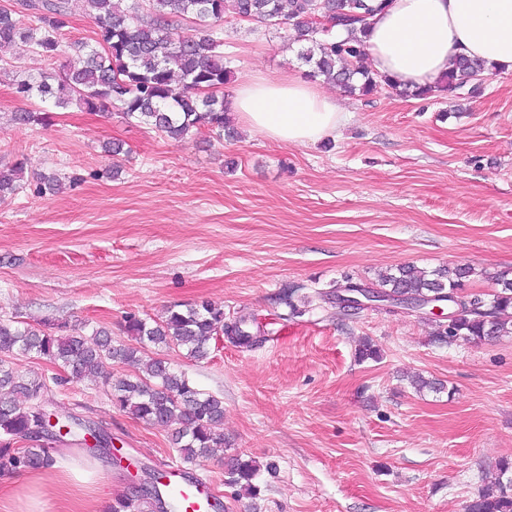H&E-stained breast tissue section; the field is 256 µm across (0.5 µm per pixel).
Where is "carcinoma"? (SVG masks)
Instances as JSON below:
<instances>
[{
  "mask_svg": "<svg viewBox=\"0 0 512 512\" xmlns=\"http://www.w3.org/2000/svg\"><path fill=\"white\" fill-rule=\"evenodd\" d=\"M125 0H31L28 22L21 23L0 9V45L17 42L36 49L47 58L61 51L60 35L79 8L90 19L100 37V48L74 43L66 68L36 75L15 72L13 88L23 99L37 97L66 108L72 104L88 112H104L113 106L126 118L141 123L176 141H185L202 129L218 137H234L224 99L211 90L224 86L229 70L225 65L224 42L217 25L226 18L247 16L268 27L288 24L295 40L304 43L300 59L310 67L308 76L339 86L344 92L369 97L386 86L399 95L425 99L437 91L467 89L473 97L480 86L473 80L496 70L464 56L435 86L400 89L366 64L367 20L383 10L387 0H324L325 28L315 27L312 15L316 0H150L122 7ZM184 18L195 20L193 32L178 26ZM22 167H0V201L20 189ZM475 275L470 265L440 266L427 271L415 265H400L379 276L377 286L394 300H407L417 310L431 296L441 299L450 292H463L456 318L439 324L435 341L481 343L512 335V277L496 276L494 292L466 291ZM247 318L224 322V309L208 301L173 305L164 319L129 315L124 333L128 341L117 342L106 329L87 338L67 332L64 323L45 319L33 326L0 318V475L39 470L52 466L54 457L47 442L32 434L55 412L45 395L50 383L40 376L20 374L9 358H46L68 374L70 380L101 379L112 405L149 425L172 429L170 443L184 462L209 459L224 447V402L198 389L185 373L174 369L166 357L169 350H184L196 361L210 355V344L222 334L240 343H250ZM157 349L147 355L148 348ZM112 363L133 368L114 379L106 371ZM28 446H16L18 440ZM229 483L253 493L259 468L253 460L231 456L224 461ZM153 494L127 493L116 498L107 512H155L161 503L160 490ZM468 512H512V462L499 463L498 475L468 506Z\"/></svg>",
  "mask_w": 512,
  "mask_h": 512,
  "instance_id": "obj_1",
  "label": "carcinoma"
}]
</instances>
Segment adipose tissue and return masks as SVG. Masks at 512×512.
Masks as SVG:
<instances>
[{
    "instance_id": "obj_1",
    "label": "adipose tissue",
    "mask_w": 512,
    "mask_h": 512,
    "mask_svg": "<svg viewBox=\"0 0 512 512\" xmlns=\"http://www.w3.org/2000/svg\"><path fill=\"white\" fill-rule=\"evenodd\" d=\"M365 42L372 69L402 88L434 85L461 55L512 70V0H391ZM228 106L284 144L334 135L346 118L336 97L294 75L242 81Z\"/></svg>"
}]
</instances>
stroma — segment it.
I'll return each mask as SVG.
<instances>
[{
  "mask_svg": "<svg viewBox=\"0 0 512 512\" xmlns=\"http://www.w3.org/2000/svg\"><path fill=\"white\" fill-rule=\"evenodd\" d=\"M222 95L252 76L308 73L285 27L227 20ZM47 59L24 45L0 59L28 73L59 69L74 42L96 44L74 11ZM348 122L309 145L279 144L247 127L236 139L178 142L119 112L33 101L44 124L19 126L24 103L0 73V167L24 166L23 187L0 202V315L104 327L122 339L127 315L154 319L201 300L251 319L256 343L220 336L207 360L168 359L224 400L221 455L190 468L223 512H466L512 460V336L437 343L439 321L401 308L350 314L324 300L330 284H369L390 268L468 264V290L493 292L512 272V71L481 95L422 100L382 89L338 92ZM119 145L104 152V143ZM58 174L63 191L36 193ZM369 339L379 359L358 360ZM417 372L441 381L416 392ZM54 410L112 434L116 462L84 446L54 457L90 466L93 482L51 472L0 476V512H104L113 496L180 463L170 431L115 408L91 379L52 387ZM261 466L256 494L228 484L224 459Z\"/></svg>",
  "mask_w": 512,
  "mask_h": 512,
  "instance_id": "1",
  "label": "stroma"
}]
</instances>
